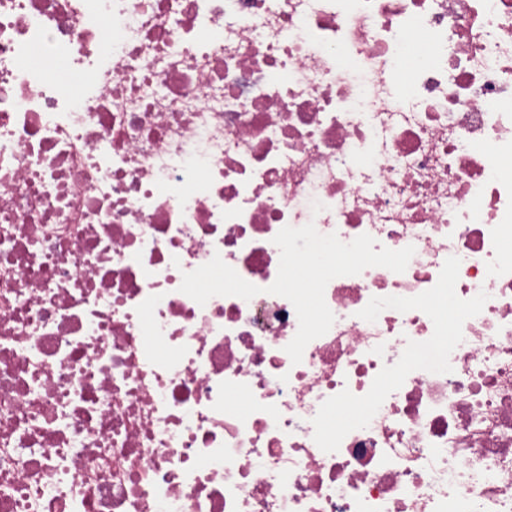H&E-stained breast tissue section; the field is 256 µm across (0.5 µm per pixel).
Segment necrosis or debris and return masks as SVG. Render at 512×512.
Wrapping results in <instances>:
<instances>
[{
	"label": "necrosis or debris",
	"instance_id": "1",
	"mask_svg": "<svg viewBox=\"0 0 512 512\" xmlns=\"http://www.w3.org/2000/svg\"><path fill=\"white\" fill-rule=\"evenodd\" d=\"M0 512H512V0H0ZM40 60V67L49 77L56 80L61 85V88L63 87L67 90L74 89L73 91H75L81 84L82 79L78 78V75L70 74L61 61L60 62L62 63V68L60 70H53L54 64L58 59H44L40 57ZM60 62H58V64H61ZM51 72L54 73V76L51 75Z\"/></svg>",
	"mask_w": 512,
	"mask_h": 512
}]
</instances>
